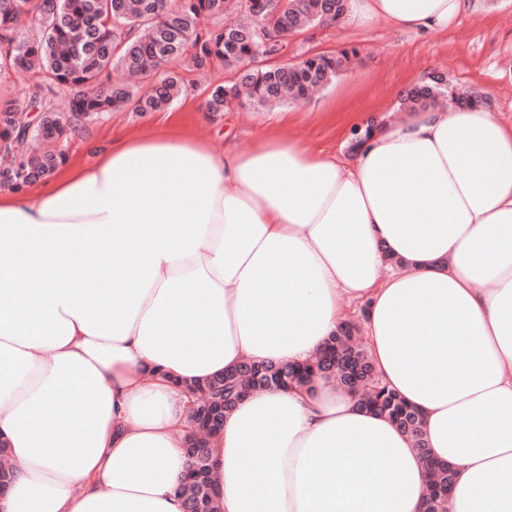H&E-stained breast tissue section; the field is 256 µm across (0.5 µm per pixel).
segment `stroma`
<instances>
[{
	"mask_svg": "<svg viewBox=\"0 0 512 512\" xmlns=\"http://www.w3.org/2000/svg\"><path fill=\"white\" fill-rule=\"evenodd\" d=\"M341 48L356 49L351 66L312 100L288 108L294 120L285 132L308 149L338 150L353 114L389 115L408 89L434 75L445 76L459 94L491 89L494 111L512 120V0H470L469 9L445 32L408 34L381 20L362 28L343 23L311 28L290 38L281 57L295 61ZM264 117V112L241 109L209 119L196 132L220 151L228 139L248 144ZM156 118L153 112H108L62 147L70 161L81 162L113 132L144 127Z\"/></svg>",
	"mask_w": 512,
	"mask_h": 512,
	"instance_id": "1",
	"label": "stroma"
}]
</instances>
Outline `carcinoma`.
Masks as SVG:
<instances>
[{
	"mask_svg": "<svg viewBox=\"0 0 512 512\" xmlns=\"http://www.w3.org/2000/svg\"><path fill=\"white\" fill-rule=\"evenodd\" d=\"M347 0H0V81L35 73L27 105L0 104V158L10 159L3 184L17 189L51 176L66 160L58 143L104 112L170 109L184 93L175 66L206 72L219 64L236 70L234 81L206 87L208 112L231 107L269 108L308 99L332 82L355 50L317 53L276 65L264 60L280 52L278 39L341 18ZM122 70L147 85L112 84ZM445 78L411 88L401 108L435 106L445 95ZM357 327L346 323L323 351L295 364L243 361L194 386L201 403L222 405L219 417L199 411L187 418L185 512H220L211 477L214 448L192 447L194 433L213 444L222 419L252 391L265 387L309 386L333 378L358 394L363 408L385 416L413 441L430 475L427 512H447L454 467L436 460L422 437L420 413L379 378L367 350L355 341Z\"/></svg>",
	"mask_w": 512,
	"mask_h": 512,
	"instance_id": "carcinoma-1",
	"label": "carcinoma"
}]
</instances>
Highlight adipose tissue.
<instances>
[{
	"label": "adipose tissue",
	"mask_w": 512,
	"mask_h": 512,
	"mask_svg": "<svg viewBox=\"0 0 512 512\" xmlns=\"http://www.w3.org/2000/svg\"><path fill=\"white\" fill-rule=\"evenodd\" d=\"M468 6L349 0L347 21L444 31ZM472 96L339 152L275 112L218 153L167 113L35 190L0 186V512H183L186 384L313 358L354 311L456 468L448 512H512V121ZM213 472L223 512H424L429 485L331 379L250 394Z\"/></svg>",
	"instance_id": "obj_1"
}]
</instances>
